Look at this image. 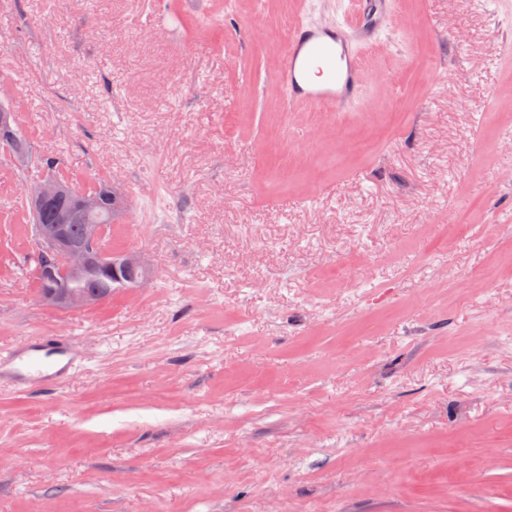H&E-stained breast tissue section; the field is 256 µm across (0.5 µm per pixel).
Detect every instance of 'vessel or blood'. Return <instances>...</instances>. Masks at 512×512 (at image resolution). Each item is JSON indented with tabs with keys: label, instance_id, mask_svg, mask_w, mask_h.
<instances>
[{
	"label": "vessel or blood",
	"instance_id": "b4317fda",
	"mask_svg": "<svg viewBox=\"0 0 512 512\" xmlns=\"http://www.w3.org/2000/svg\"><path fill=\"white\" fill-rule=\"evenodd\" d=\"M363 18L346 22L297 23L288 34L279 83L293 104H330L345 111L360 95L364 73L358 51L383 32L391 0H364Z\"/></svg>",
	"mask_w": 512,
	"mask_h": 512
}]
</instances>
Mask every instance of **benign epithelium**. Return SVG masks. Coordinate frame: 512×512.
Returning <instances> with one entry per match:
<instances>
[{
  "label": "benign epithelium",
  "mask_w": 512,
  "mask_h": 512,
  "mask_svg": "<svg viewBox=\"0 0 512 512\" xmlns=\"http://www.w3.org/2000/svg\"><path fill=\"white\" fill-rule=\"evenodd\" d=\"M14 113L0 105V145L12 152L18 162L27 154L15 134ZM25 195L32 215L40 218L39 204L46 198L56 203V224L40 232V248L44 254L39 262L37 275L49 280L52 286L37 295V301L62 312H78L100 302L98 296L77 287V283L99 272L112 275L119 288H144L153 279V271L136 251L113 255L100 249L99 241L105 225L90 224V213L101 210L112 224L127 213V202L113 184L98 193L89 195L59 180L44 178L29 183ZM83 223L81 240H74L68 225Z\"/></svg>",
  "instance_id": "obj_1"
}]
</instances>
